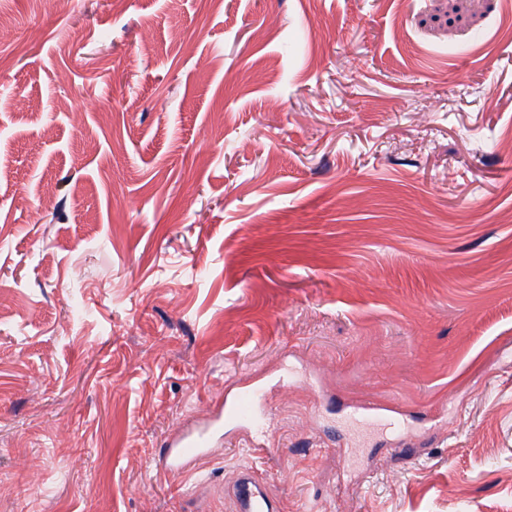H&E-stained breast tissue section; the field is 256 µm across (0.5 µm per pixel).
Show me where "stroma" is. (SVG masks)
Here are the masks:
<instances>
[{"label":"stroma","mask_w":512,"mask_h":512,"mask_svg":"<svg viewBox=\"0 0 512 512\" xmlns=\"http://www.w3.org/2000/svg\"><path fill=\"white\" fill-rule=\"evenodd\" d=\"M0 19V512H512V0ZM269 403L268 392L254 386L237 392L217 406L214 415L202 429L181 433L172 438L164 451L161 465L174 474H185L190 465L213 452L214 438L224 430V423H234L250 431ZM233 512H276V499L249 468L239 471L231 490Z\"/></svg>","instance_id":"stroma-1"}]
</instances>
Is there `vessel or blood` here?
<instances>
[{
    "instance_id": "1",
    "label": "vessel or blood",
    "mask_w": 512,
    "mask_h": 512,
    "mask_svg": "<svg viewBox=\"0 0 512 512\" xmlns=\"http://www.w3.org/2000/svg\"><path fill=\"white\" fill-rule=\"evenodd\" d=\"M269 403L267 391L254 386L237 392L230 400L219 404L214 415L202 429L181 433L172 438L164 451L162 465L174 474L186 473L190 465L209 456L214 438L225 424L233 423L251 430ZM233 512H277V502L269 489L251 469H241L231 490Z\"/></svg>"
}]
</instances>
